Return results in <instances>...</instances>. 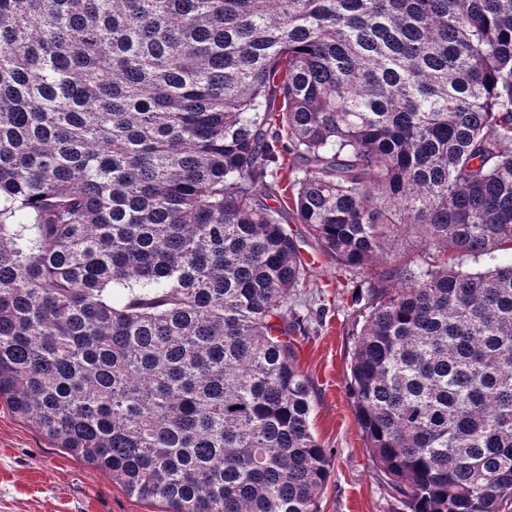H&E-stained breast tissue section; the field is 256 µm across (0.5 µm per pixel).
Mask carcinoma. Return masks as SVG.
<instances>
[{"instance_id": "1", "label": "carcinoma", "mask_w": 512, "mask_h": 512, "mask_svg": "<svg viewBox=\"0 0 512 512\" xmlns=\"http://www.w3.org/2000/svg\"><path fill=\"white\" fill-rule=\"evenodd\" d=\"M290 214L375 268L388 496L501 512L512 261L453 260L512 252V0H0V398L55 447L162 512H318Z\"/></svg>"}]
</instances>
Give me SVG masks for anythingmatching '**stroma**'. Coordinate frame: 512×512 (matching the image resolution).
<instances>
[{
  "mask_svg": "<svg viewBox=\"0 0 512 512\" xmlns=\"http://www.w3.org/2000/svg\"><path fill=\"white\" fill-rule=\"evenodd\" d=\"M306 262L288 300L304 316L295 333L296 363L310 383L312 430L331 457L319 512H394L374 466L349 394L354 334L366 313L368 274L326 257L301 224H289ZM0 512H160L128 495L109 475L53 447L0 400Z\"/></svg>",
  "mask_w": 512,
  "mask_h": 512,
  "instance_id": "35a3bbf8",
  "label": "stroma"
}]
</instances>
